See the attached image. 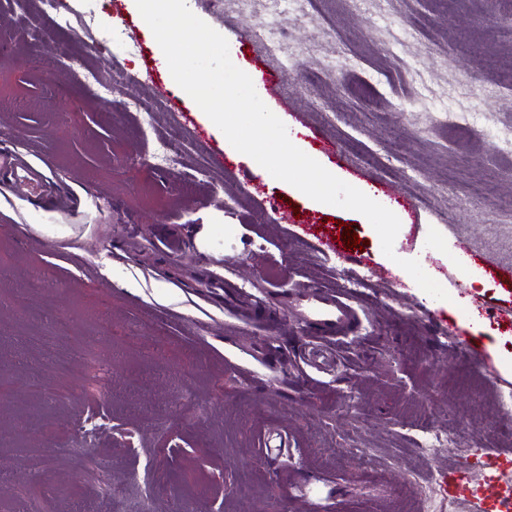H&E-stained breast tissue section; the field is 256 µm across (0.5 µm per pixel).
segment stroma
<instances>
[{
	"label": "stroma",
	"instance_id": "stroma-1",
	"mask_svg": "<svg viewBox=\"0 0 512 512\" xmlns=\"http://www.w3.org/2000/svg\"><path fill=\"white\" fill-rule=\"evenodd\" d=\"M82 0L134 43L89 51L42 19L36 0H0V143L40 166L62 199L34 202L0 186V512H419L420 487L448 502L446 476L469 448H504L512 417V0H311L280 52L258 40L266 0H191L255 78L282 75L288 131L353 186L389 187L401 222L394 257L360 213L312 205L230 153L188 96L168 87L152 31L128 5ZM129 78L109 99L81 68ZM164 85L150 137L126 100L145 77ZM467 112L478 133L461 147L443 117ZM200 127L181 167L140 163L151 140ZM336 145L319 151L312 135ZM227 152L213 166L208 148ZM364 249L322 253L262 212L258 197ZM181 236L180 254L162 246ZM418 260L451 297L437 307L398 266ZM378 267L356 296L361 328L330 372L303 364L316 330L309 294ZM230 279L263 299L255 313L206 304ZM49 337L68 375L30 349ZM499 356H490L489 337ZM490 360L488 368L478 358ZM47 383L69 395L45 406ZM447 433L441 453L417 448L423 427ZM373 460L357 465L359 451Z\"/></svg>",
	"mask_w": 512,
	"mask_h": 512
}]
</instances>
